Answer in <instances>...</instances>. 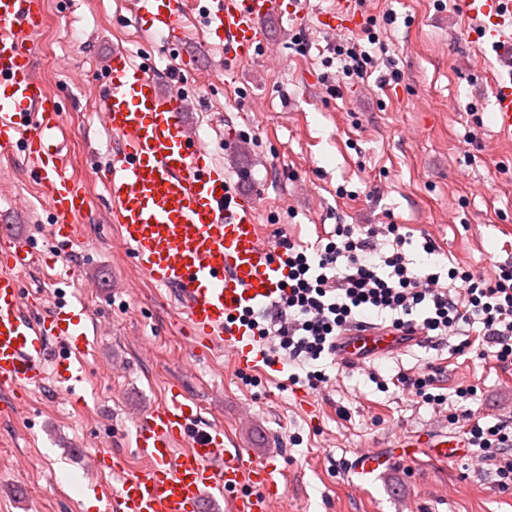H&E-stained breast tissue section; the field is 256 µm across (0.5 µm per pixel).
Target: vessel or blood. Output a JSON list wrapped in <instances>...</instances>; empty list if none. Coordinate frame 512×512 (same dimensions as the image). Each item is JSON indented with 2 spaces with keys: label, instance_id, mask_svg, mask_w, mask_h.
Segmentation results:
<instances>
[{
  "label": "vessel or blood",
  "instance_id": "obj_1",
  "mask_svg": "<svg viewBox=\"0 0 512 512\" xmlns=\"http://www.w3.org/2000/svg\"><path fill=\"white\" fill-rule=\"evenodd\" d=\"M359 0H336L319 15L325 30L353 31L364 14ZM138 21L172 45L182 31L186 0H136ZM306 0H203L210 31L224 56L242 60L267 52L264 20L284 9L305 12ZM468 21L465 37L490 49L506 65L495 73L492 123L512 142V0H459ZM42 18L41 0H0V149L24 153L34 163L56 233L72 238L92 208L90 196L62 166L56 138L61 112L34 77L28 36ZM99 116L117 144L100 174L122 251L157 286L173 290L180 312L199 342L222 345L238 370L257 369L259 358L243 309L274 303L287 269L264 236L255 200L234 191L223 166L209 161L188 123L187 99L166 91L150 66L117 49L102 76ZM11 251L0 259V392L44 385L48 374L68 391L83 388L87 368L84 325L67 304L44 308L24 302L18 271L52 264L57 280L75 273L65 256L46 260L25 240L0 230ZM422 332L354 327L339 339L336 358L353 366L424 343ZM197 399L172 384L165 399L140 416L133 444L148 467L124 477L103 501L102 512H203L207 499L231 496V512H273L281 497L275 464L232 448L219 425L199 428Z\"/></svg>",
  "mask_w": 512,
  "mask_h": 512
}]
</instances>
